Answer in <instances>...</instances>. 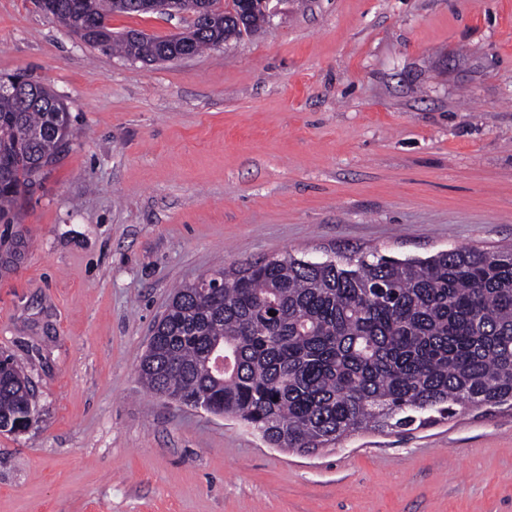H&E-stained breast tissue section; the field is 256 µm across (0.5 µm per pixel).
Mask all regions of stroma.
I'll return each mask as SVG.
<instances>
[{
    "mask_svg": "<svg viewBox=\"0 0 512 512\" xmlns=\"http://www.w3.org/2000/svg\"><path fill=\"white\" fill-rule=\"evenodd\" d=\"M17 72L72 137L0 224V352L37 405L0 432V512H512V409L306 455L137 373L175 287L226 264L512 247V0H285L150 64L0 0Z\"/></svg>",
    "mask_w": 512,
    "mask_h": 512,
    "instance_id": "35a3bbf8",
    "label": "stroma"
}]
</instances>
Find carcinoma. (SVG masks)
<instances>
[{
	"instance_id": "carcinoma-1",
	"label": "carcinoma",
	"mask_w": 512,
	"mask_h": 512,
	"mask_svg": "<svg viewBox=\"0 0 512 512\" xmlns=\"http://www.w3.org/2000/svg\"><path fill=\"white\" fill-rule=\"evenodd\" d=\"M104 51L153 62L182 47L128 31L113 14L140 0H35ZM235 26L194 33V53ZM0 95V224L70 146V114L29 75ZM175 290L138 375L150 392L206 403L273 448H334L363 432L427 426L460 410L512 408V250L454 248L427 258L377 252L311 261L289 252L213 271ZM276 315H269V311ZM31 381L0 354V425L35 415Z\"/></svg>"
}]
</instances>
